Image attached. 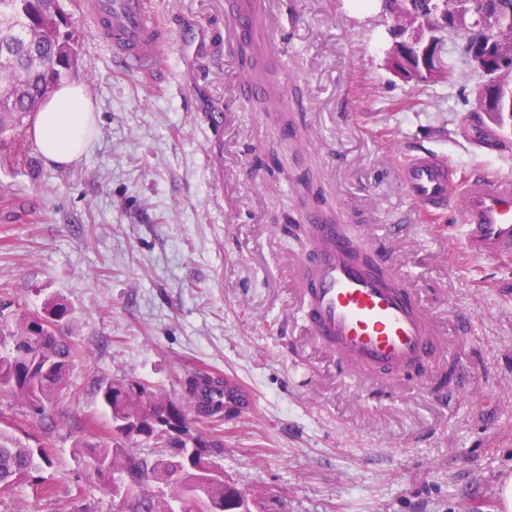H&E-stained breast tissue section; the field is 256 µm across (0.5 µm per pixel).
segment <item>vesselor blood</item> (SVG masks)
Returning <instances> with one entry per match:
<instances>
[{
  "label": "vessel or blood",
  "instance_id": "1",
  "mask_svg": "<svg viewBox=\"0 0 512 512\" xmlns=\"http://www.w3.org/2000/svg\"><path fill=\"white\" fill-rule=\"evenodd\" d=\"M77 8L111 47L117 68L150 84L164 73L162 50L171 41V31L160 20L154 0H78ZM269 14L270 0H237L225 27L227 38L263 35V51L271 53ZM211 40L208 28L190 23L180 47L194 68L207 66L201 46ZM400 183L423 220L451 208L458 211L462 248L469 259L512 256L511 177L485 170L458 181L446 156L422 152L401 166ZM308 220L311 248L294 260L302 270L295 292L304 327L318 348L362 380L377 371L398 379L415 366L448 358L446 336L417 291L402 284L386 252H357L339 225L313 213ZM208 397L242 413L255 405L252 393L230 378Z\"/></svg>",
  "mask_w": 512,
  "mask_h": 512
}]
</instances>
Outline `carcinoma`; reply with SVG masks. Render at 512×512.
<instances>
[{"label":"carcinoma","instance_id":"cac0c4a2","mask_svg":"<svg viewBox=\"0 0 512 512\" xmlns=\"http://www.w3.org/2000/svg\"><path fill=\"white\" fill-rule=\"evenodd\" d=\"M394 24L426 34L433 14L451 9L462 25L452 35L453 64L440 82L455 76L478 78L477 96L486 78L500 87L491 120L503 127L512 124V68L490 75L483 73L476 59L488 65L497 61L495 43L476 44L489 37L488 29L475 21L471 0H384ZM60 0H0V42L13 45L10 56H0V135L24 125L37 111L53 87L75 72L77 49ZM241 71L253 78L261 63L255 45L240 44ZM54 67L53 85L43 81L46 62ZM12 302L0 300V392L26 402L33 410V425L48 427L47 407L69 386L70 372L83 355L64 330L72 316L69 305L49 300L37 311L12 313ZM201 374L186 382L184 399L174 401L152 385L127 378H113L98 385L97 394L109 421V437L95 440V434L75 427L73 458L104 486L119 495L135 487L139 493L125 499V512H182L189 495L195 496V512H267L266 494L253 492L245 500L233 499L231 482L224 471H210L206 456L208 442L194 426V417L208 418L220 406H192ZM153 446L160 452L135 453L129 445ZM54 450L33 447L9 431L0 429V492H8L29 480L52 494V486L37 473L53 467Z\"/></svg>","mask_w":512,"mask_h":512}]
</instances>
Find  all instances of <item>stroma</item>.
<instances>
[{
  "label": "stroma",
  "instance_id": "obj_1",
  "mask_svg": "<svg viewBox=\"0 0 512 512\" xmlns=\"http://www.w3.org/2000/svg\"><path fill=\"white\" fill-rule=\"evenodd\" d=\"M61 0L78 42L77 79L99 114L79 161L45 164L26 131L0 145V298L23 309L58 297L65 330L86 352L33 427L24 403L0 394V427L54 448V497L24 481L0 512H121L71 455L76 424L105 433L96 390L115 377L147 380L175 399L192 372L249 386L245 414L202 418L221 441L209 458L247 491L281 496L279 512H500L512 474V259L472 261L457 212L415 217L399 166L443 152L457 173L512 175V131L487 127L474 81L406 83L386 68L392 21L381 0H275L276 68L299 126L284 140L254 98L233 92L236 44L215 48L198 93L179 43L168 79L149 86L114 70L110 49ZM227 0H156L171 31L192 19L220 30ZM235 123L213 139L203 99ZM333 213L390 253L427 309L471 319L449 343L473 365L469 392L450 404L414 387L359 385L301 337L290 256L311 208ZM404 225L390 237L388 227Z\"/></svg>",
  "mask_w": 512,
  "mask_h": 512
}]
</instances>
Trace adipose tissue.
Here are the masks:
<instances>
[{"label": "adipose tissue", "instance_id": "ef3b65f1", "mask_svg": "<svg viewBox=\"0 0 512 512\" xmlns=\"http://www.w3.org/2000/svg\"><path fill=\"white\" fill-rule=\"evenodd\" d=\"M99 131L98 115L84 83L60 85L29 118L28 134L47 165L79 160Z\"/></svg>", "mask_w": 512, "mask_h": 512}]
</instances>
